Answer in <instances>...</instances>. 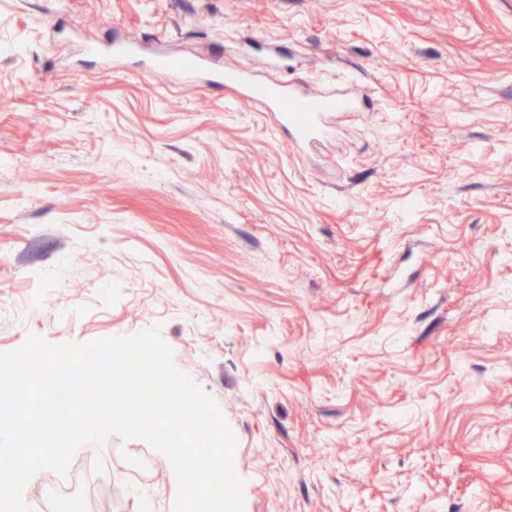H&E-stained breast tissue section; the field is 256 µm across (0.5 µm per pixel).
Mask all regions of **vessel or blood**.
<instances>
[{"label": "vessel or blood", "instance_id": "b4317fda", "mask_svg": "<svg viewBox=\"0 0 512 512\" xmlns=\"http://www.w3.org/2000/svg\"><path fill=\"white\" fill-rule=\"evenodd\" d=\"M204 57L182 56L154 58L148 72L165 80L194 83L208 69ZM215 80L237 98L250 99L266 112L272 126L287 131L296 146L316 142L326 132L332 116L354 111L357 100L334 92H312L303 84L274 80H258L246 71L227 67L214 74Z\"/></svg>", "mask_w": 512, "mask_h": 512}]
</instances>
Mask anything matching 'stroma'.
Listing matches in <instances>:
<instances>
[{
	"mask_svg": "<svg viewBox=\"0 0 512 512\" xmlns=\"http://www.w3.org/2000/svg\"><path fill=\"white\" fill-rule=\"evenodd\" d=\"M190 54L371 104L298 150L146 71ZM152 327L244 512H512V0H0V353ZM100 455L28 505L174 512L147 442Z\"/></svg>",
	"mask_w": 512,
	"mask_h": 512,
	"instance_id": "obj_1",
	"label": "stroma"
}]
</instances>
